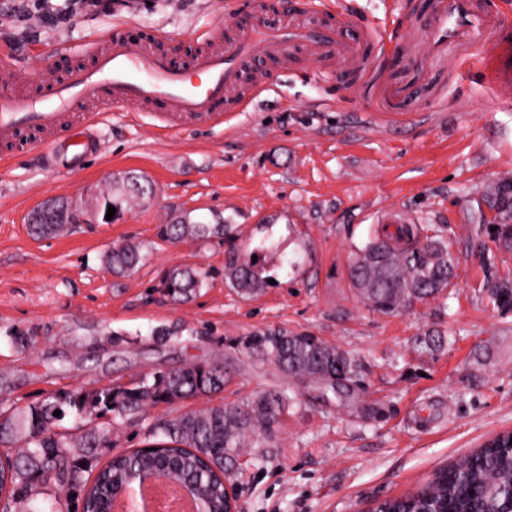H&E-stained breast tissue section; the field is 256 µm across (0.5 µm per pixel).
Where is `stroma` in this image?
<instances>
[{"label": "stroma", "mask_w": 512, "mask_h": 512, "mask_svg": "<svg viewBox=\"0 0 512 512\" xmlns=\"http://www.w3.org/2000/svg\"><path fill=\"white\" fill-rule=\"evenodd\" d=\"M411 0H340L360 22L401 23ZM225 0H107L59 24L19 21L0 0V60L22 84L42 66L84 62L97 36L124 22L141 33L201 34ZM340 74L307 64L272 77L270 91L220 125L156 136L149 116L114 108L76 170L29 154L0 166V413L76 388L128 386L185 362L228 369L223 392L144 407L112 429L115 451L143 447L165 420L283 390L294 401L258 432L233 477L240 512H367L414 491L439 469L512 431V311L497 310L487 280L512 279V252L475 218L490 186L512 179V103L480 69L448 83L416 112L386 116L373 95L350 98ZM154 195L104 220L101 193L127 172ZM63 199L78 209L67 236L43 237L28 218ZM231 224L221 238L170 243L160 225L183 216ZM400 215L438 227L460 259L446 295L394 314L371 310L348 268L373 229ZM139 246L136 271L114 275L115 246ZM257 259L268 284L244 298L224 280V258ZM200 267L208 283L189 302L162 283ZM169 329L166 338L159 329ZM308 332L357 363L352 395L288 375L237 349L254 332ZM446 338L426 353L416 337Z\"/></svg>", "instance_id": "35a3bbf8"}]
</instances>
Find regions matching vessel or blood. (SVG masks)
I'll return each instance as SVG.
<instances>
[{
  "label": "vessel or blood",
  "instance_id": "obj_1",
  "mask_svg": "<svg viewBox=\"0 0 512 512\" xmlns=\"http://www.w3.org/2000/svg\"><path fill=\"white\" fill-rule=\"evenodd\" d=\"M229 7L231 27L215 23L182 64L173 39L117 34L90 47L89 63L62 74L46 68L28 93L0 70V161L22 151L77 167L101 118L86 109L93 101L153 113L162 136L188 122H220L268 91L273 72L294 73L306 61L342 72L353 91L361 77L378 75L379 109L394 115L409 112L422 93L439 94L471 62L485 68L502 100L512 99V70L498 64L507 52L498 39L502 20L477 0H425L416 18L386 35L356 29L350 14L318 0H292L276 16L268 0Z\"/></svg>",
  "mask_w": 512,
  "mask_h": 512
}]
</instances>
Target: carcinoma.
<instances>
[{
    "instance_id": "1",
    "label": "carcinoma",
    "mask_w": 512,
    "mask_h": 512,
    "mask_svg": "<svg viewBox=\"0 0 512 512\" xmlns=\"http://www.w3.org/2000/svg\"><path fill=\"white\" fill-rule=\"evenodd\" d=\"M139 177L125 178L122 188L101 197L103 208L120 210L132 198L145 195ZM496 212L493 236L512 248V180L499 181L485 197ZM229 229L224 219L215 223L183 217L161 229L166 240L222 236ZM142 256L137 247H114L107 255L112 273L133 272ZM459 259L450 251L442 230L422 234L417 224H385L358 250L349 269L353 288L374 310L396 312L414 301L434 298L448 289ZM224 278L243 296L264 288L255 263L231 253L224 260ZM206 280L202 268H176L164 282L169 296L179 302L194 297ZM489 302L499 310H512V281L499 280L487 288ZM243 350L274 362L296 377L350 381L356 376L353 361L342 351L309 333L281 330L257 332L242 338ZM224 368L185 363L181 367L145 375L131 388L110 386L88 393L82 390L55 394L13 416L0 415V440H14L18 451L6 452L15 512H28L35 493L54 496L62 490L76 495L82 512H113L111 499L125 491L133 476H156L179 483L205 505L225 506L224 482L241 456L244 439L258 430L270 431L292 398L282 390L268 391L254 399L213 406L204 412L188 411L163 423L158 433L165 440L148 448L113 455L92 484L81 479V462L87 448L108 447V432L78 439L57 431L67 415L82 417L111 412L123 419L150 404L212 394L224 390ZM61 414L54 415L55 411ZM512 438L505 435L460 458L437 472L416 491L377 502L371 512H512Z\"/></svg>"
}]
</instances>
